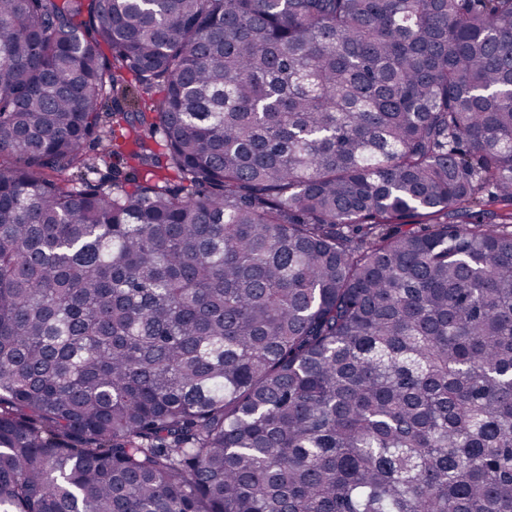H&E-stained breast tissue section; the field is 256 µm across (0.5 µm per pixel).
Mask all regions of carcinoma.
I'll return each instance as SVG.
<instances>
[{"label": "carcinoma", "mask_w": 512, "mask_h": 512, "mask_svg": "<svg viewBox=\"0 0 512 512\" xmlns=\"http://www.w3.org/2000/svg\"><path fill=\"white\" fill-rule=\"evenodd\" d=\"M0 512H512V0H0Z\"/></svg>", "instance_id": "carcinoma-1"}]
</instances>
